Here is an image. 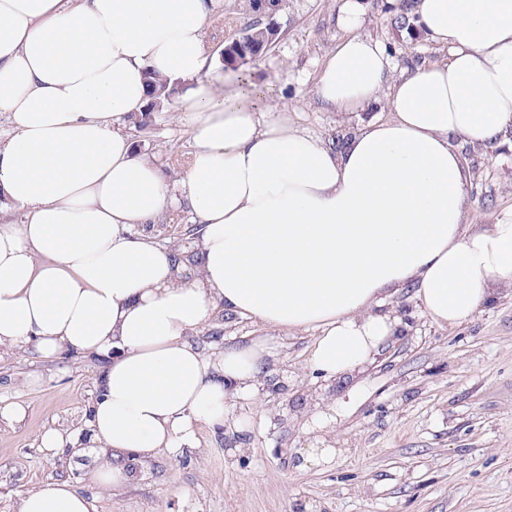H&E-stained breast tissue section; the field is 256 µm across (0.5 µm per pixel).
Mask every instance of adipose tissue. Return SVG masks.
<instances>
[{"label":"adipose tissue","instance_id":"adipose-tissue-1","mask_svg":"<svg viewBox=\"0 0 512 512\" xmlns=\"http://www.w3.org/2000/svg\"><path fill=\"white\" fill-rule=\"evenodd\" d=\"M217 0H0V348L106 359L88 440L96 482L131 461L193 447L255 396L276 338L315 330L324 379L371 363L403 319L386 300L414 285L420 310L456 326L512 296V211L467 232L455 148L512 140V0H409L406 24L445 54L397 68L384 42L344 35L312 92L342 115L386 103L340 147L259 109L224 82L205 44ZM193 143L180 191L196 217V274L142 225L170 206L162 169L123 128L148 77ZM260 336L203 353L189 336L217 310ZM66 481L17 512H91Z\"/></svg>","mask_w":512,"mask_h":512}]
</instances>
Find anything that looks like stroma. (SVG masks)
<instances>
[{"label": "stroma", "instance_id": "stroma-1", "mask_svg": "<svg viewBox=\"0 0 512 512\" xmlns=\"http://www.w3.org/2000/svg\"><path fill=\"white\" fill-rule=\"evenodd\" d=\"M344 0H282L275 11L253 0H221L206 28L215 55L255 24L276 27L260 56L234 69L242 89L258 85L256 104L288 108L295 125L325 142L349 134L354 120L327 111L312 96L325 55L342 36ZM362 35L385 41L400 66L441 53L422 36L401 37L396 0H365ZM126 132L178 181L191 140L172 109ZM470 173V229L512 211V150L459 144ZM194 216L179 202L148 225L156 242L190 251ZM415 287L392 300L410 323L384 355L352 377L324 380L309 366L314 331L279 339L258 399L238 400L223 429L198 424L195 447L135 462L133 479L114 491L94 482L99 451L54 452L46 431L77 435L97 396L103 360L62 353H0V405L16 402L23 420L0 417V512H16L27 492L65 480L85 493L92 512H512V297L500 298L455 327L417 308ZM249 320L216 315L191 334L202 351L256 336ZM32 376L39 385H29ZM331 448V461L313 449Z\"/></svg>", "mask_w": 512, "mask_h": 512}]
</instances>
